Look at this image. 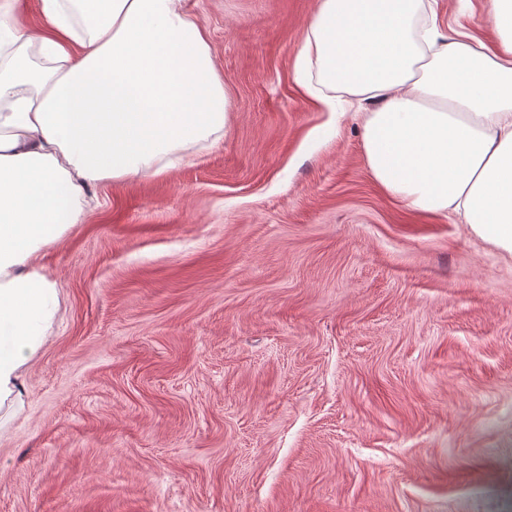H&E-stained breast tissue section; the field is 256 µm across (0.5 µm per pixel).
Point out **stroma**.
Masks as SVG:
<instances>
[{
	"label": "stroma",
	"mask_w": 512,
	"mask_h": 512,
	"mask_svg": "<svg viewBox=\"0 0 512 512\" xmlns=\"http://www.w3.org/2000/svg\"><path fill=\"white\" fill-rule=\"evenodd\" d=\"M229 122L94 187L0 428V512H505L512 255L371 178L294 82L316 0H189ZM489 0H435L484 42Z\"/></svg>",
	"instance_id": "obj_1"
}]
</instances>
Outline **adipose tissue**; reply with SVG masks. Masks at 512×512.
I'll list each match as a JSON object with an SVG mask.
<instances>
[{
    "mask_svg": "<svg viewBox=\"0 0 512 512\" xmlns=\"http://www.w3.org/2000/svg\"><path fill=\"white\" fill-rule=\"evenodd\" d=\"M0 0V425L59 305L37 256L90 213L89 188L160 175L228 122L188 0ZM494 41L442 34L425 0H318L296 82L362 106L372 179L512 253V0Z\"/></svg>",
    "mask_w": 512,
    "mask_h": 512,
    "instance_id": "1",
    "label": "adipose tissue"
}]
</instances>
